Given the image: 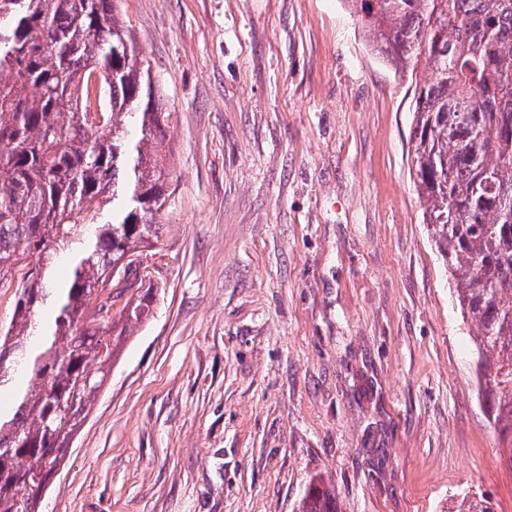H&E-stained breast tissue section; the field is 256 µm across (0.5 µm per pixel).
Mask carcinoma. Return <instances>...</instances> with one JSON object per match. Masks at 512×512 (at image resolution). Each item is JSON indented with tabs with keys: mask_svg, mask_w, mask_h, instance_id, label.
Segmentation results:
<instances>
[{
	"mask_svg": "<svg viewBox=\"0 0 512 512\" xmlns=\"http://www.w3.org/2000/svg\"><path fill=\"white\" fill-rule=\"evenodd\" d=\"M362 13L375 55L426 63L410 161L424 222L453 279L490 423L512 446V0H344ZM0 288L14 313L0 327V512H38L44 484L107 383L132 330L150 319L133 258L156 247L169 193L162 164L171 113L135 54L116 0H0ZM107 92L103 122L87 112L88 80ZM139 105L140 136L127 139ZM112 217L99 223L106 207ZM132 280L101 317L112 267ZM22 270L20 281L11 279ZM298 512H339L312 480ZM454 512H494L464 494Z\"/></svg>",
	"mask_w": 512,
	"mask_h": 512,
	"instance_id": "carcinoma-1",
	"label": "carcinoma"
}]
</instances>
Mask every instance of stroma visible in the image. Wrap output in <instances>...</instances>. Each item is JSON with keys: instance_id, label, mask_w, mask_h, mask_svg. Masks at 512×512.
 <instances>
[{"instance_id": "35a3bbf8", "label": "stroma", "mask_w": 512, "mask_h": 512, "mask_svg": "<svg viewBox=\"0 0 512 512\" xmlns=\"http://www.w3.org/2000/svg\"><path fill=\"white\" fill-rule=\"evenodd\" d=\"M172 115L134 329L42 512H512L473 328L409 170L425 69L343 0H120ZM298 512H339L336 494L322 480H312L299 502Z\"/></svg>"}]
</instances>
